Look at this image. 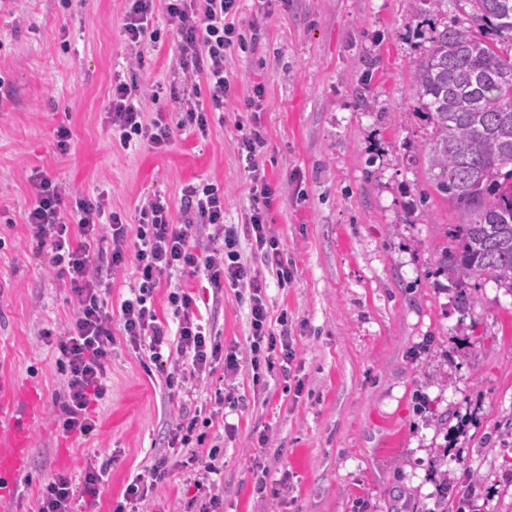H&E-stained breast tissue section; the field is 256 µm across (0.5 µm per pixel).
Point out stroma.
<instances>
[{"mask_svg":"<svg viewBox=\"0 0 512 512\" xmlns=\"http://www.w3.org/2000/svg\"><path fill=\"white\" fill-rule=\"evenodd\" d=\"M125 0H0V411L22 413L15 388L42 405L28 463L0 512H37L60 471L81 487L106 468L96 512H112L128 482L155 460L169 475L140 512H198L193 477L210 448L222 512H512V291L492 278L458 284L437 272L447 225L466 218L428 185L415 115L411 63L434 28L468 23L469 0L441 16L415 0H240L243 41L228 55L236 98L209 115L207 135L178 129L169 90L184 82L164 0L160 33L136 67L148 115L174 128L167 151L122 148L104 117L112 79L130 53ZM264 90V109L245 99ZM71 132L68 150L56 130ZM259 135L258 173L273 195L264 222L292 271L280 287L245 224L252 201L243 138ZM47 171L67 198H100L135 224L145 198L165 197L182 223V190L208 182L224 192V223L259 273L271 317L287 314L294 357L254 380L248 292L215 289L206 276L163 277L153 306L176 324L170 289L189 292L202 324L239 370L223 361L191 381L174 364L115 332L95 429L60 437L64 399L58 354L42 330L62 331L77 297L67 276L32 254L26 214L30 176ZM233 402H226V395ZM201 414V441L169 447L179 415ZM234 424V434L224 431ZM266 444H259V437ZM454 491L442 498L436 467Z\"/></svg>","mask_w":512,"mask_h":512,"instance_id":"1","label":"stroma"}]
</instances>
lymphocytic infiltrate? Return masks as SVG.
Here are the masks:
<instances>
[{"label": "lymphocytic infiltrate", "mask_w": 512, "mask_h": 512, "mask_svg": "<svg viewBox=\"0 0 512 512\" xmlns=\"http://www.w3.org/2000/svg\"><path fill=\"white\" fill-rule=\"evenodd\" d=\"M238 0H166V13L178 39L183 71L204 78L208 91L206 102L187 97L180 86L170 88L171 99L182 112L180 128L199 135L209 129L208 115L224 109L232 96V83L224 68L228 49L234 44L235 26L231 21ZM151 0H127L123 34L129 46L138 48L145 41H157V31L149 27ZM108 128L122 147L148 143L155 151L167 150L170 128L161 121H146L136 79L117 76L112 82V96L105 108ZM34 203L26 222L38 246L48 247L51 266L70 278L78 297V308L63 333L43 331L44 339L55 342L57 363L65 377L62 412L56 419L62 437L90 433L95 422L90 413L93 402L106 393L103 382L105 365L112 351V318L120 316L123 332L131 344L149 349L153 360H161L168 343V330L158 319L151 304L153 292L169 272L182 270L207 276L215 287H245L250 291L251 350L268 351L267 369L276 361L293 358L287 331L276 332L268 324L263 288L259 275L242 261L234 230L224 226V195L210 184L188 185L183 202L189 218L174 223L171 209L162 196L146 199L139 208L135 229H128L118 213H105L100 200L76 197L64 203L62 188L46 172L34 171L30 177ZM272 193L268 184L251 189L252 208L247 219L248 233L255 241L265 266L275 271L280 284H288L292 273L282 259L275 237L269 236L263 222V208ZM212 227V237L223 240V248H197L194 238L199 228ZM110 240L109 259L90 251L92 242ZM136 261L137 287L132 297L124 299L119 312H112L101 295L102 280L92 267L105 262L107 267H122L127 256ZM168 300L180 314L177 327L176 355L182 371L194 378L215 361H223L227 373L239 367L235 352H221L195 315L192 297L183 291L170 293ZM168 476L166 458H159L147 473L136 475L117 501L113 512H138L139 504Z\"/></svg>", "instance_id": "obj_1"}]
</instances>
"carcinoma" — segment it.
I'll return each instance as SVG.
<instances>
[{
	"instance_id": "cac0c4a2",
	"label": "carcinoma",
	"mask_w": 512,
	"mask_h": 512,
	"mask_svg": "<svg viewBox=\"0 0 512 512\" xmlns=\"http://www.w3.org/2000/svg\"><path fill=\"white\" fill-rule=\"evenodd\" d=\"M474 2L473 25L435 30L412 62L417 111L428 119V182L470 217L439 268L461 285L488 276L512 289V54L498 46L512 43V0Z\"/></svg>"
}]
</instances>
